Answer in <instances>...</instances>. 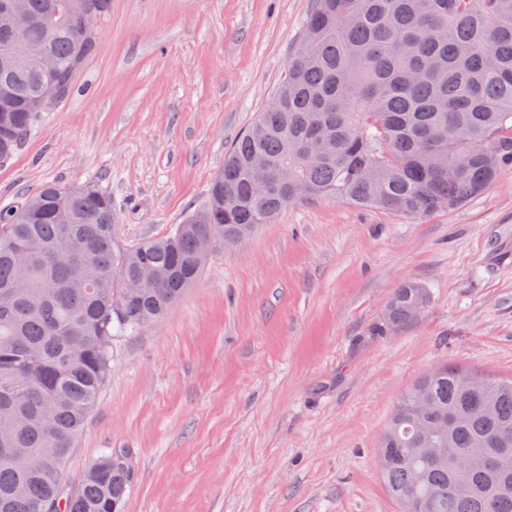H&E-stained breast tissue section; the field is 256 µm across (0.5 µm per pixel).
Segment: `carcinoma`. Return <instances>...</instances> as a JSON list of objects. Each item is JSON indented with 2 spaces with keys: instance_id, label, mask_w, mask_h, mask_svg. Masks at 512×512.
Instances as JSON below:
<instances>
[{
  "instance_id": "obj_1",
  "label": "carcinoma",
  "mask_w": 512,
  "mask_h": 512,
  "mask_svg": "<svg viewBox=\"0 0 512 512\" xmlns=\"http://www.w3.org/2000/svg\"><path fill=\"white\" fill-rule=\"evenodd\" d=\"M0 0L28 19L20 47L0 25V162L42 119L31 111L58 64L57 106L96 49L85 6ZM512 165V0H312L300 41L255 122L226 151L207 201L164 237L118 243L112 197L46 184L0 207V512H120L132 473L112 462L79 489L61 477L112 371L116 338L164 317L210 256L288 204L340 200L421 219L459 207ZM271 178L273 190L256 191ZM164 273L131 291L141 269ZM405 283L387 328L425 308ZM448 460L422 453L414 422ZM391 496L411 512H512V378L442 366L398 400L377 447ZM485 464L462 471L458 457Z\"/></svg>"
}]
</instances>
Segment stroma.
I'll list each match as a JSON object with an SVG mask.
<instances>
[{
    "label": "stroma",
    "instance_id": "35a3bbf8",
    "mask_svg": "<svg viewBox=\"0 0 512 512\" xmlns=\"http://www.w3.org/2000/svg\"><path fill=\"white\" fill-rule=\"evenodd\" d=\"M310 4L112 0L75 92L0 163V206L90 184L120 243L164 236L270 98ZM407 281L428 306L371 335ZM441 364L512 377V169L424 219L300 201L214 255L163 321L117 339L62 486L126 448L122 512H402L377 444Z\"/></svg>",
    "mask_w": 512,
    "mask_h": 512
}]
</instances>
